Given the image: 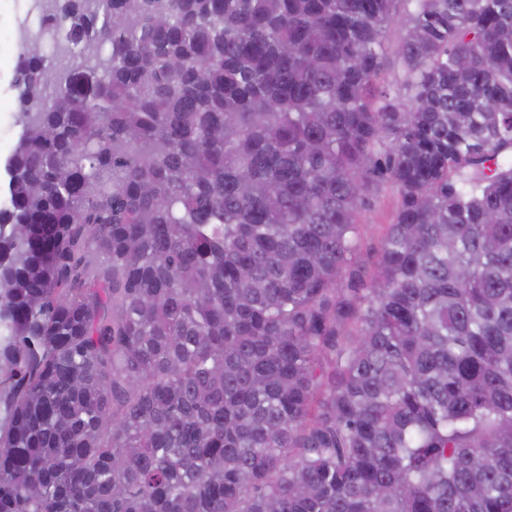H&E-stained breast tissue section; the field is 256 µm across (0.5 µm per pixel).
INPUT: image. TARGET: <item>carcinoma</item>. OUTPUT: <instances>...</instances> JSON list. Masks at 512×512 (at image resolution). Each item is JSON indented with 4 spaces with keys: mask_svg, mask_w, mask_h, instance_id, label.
<instances>
[{
    "mask_svg": "<svg viewBox=\"0 0 512 512\" xmlns=\"http://www.w3.org/2000/svg\"><path fill=\"white\" fill-rule=\"evenodd\" d=\"M45 2L0 512H512V0ZM404 36V30L400 25H391L386 32L387 60L385 70L377 82L379 89L389 90L391 95H403L402 89L403 71L393 54V48ZM370 205L360 218L359 265L370 270L381 250L387 231L399 207L400 199L393 188L383 180H377Z\"/></svg>",
    "mask_w": 512,
    "mask_h": 512,
    "instance_id": "obj_1",
    "label": "carcinoma"
}]
</instances>
